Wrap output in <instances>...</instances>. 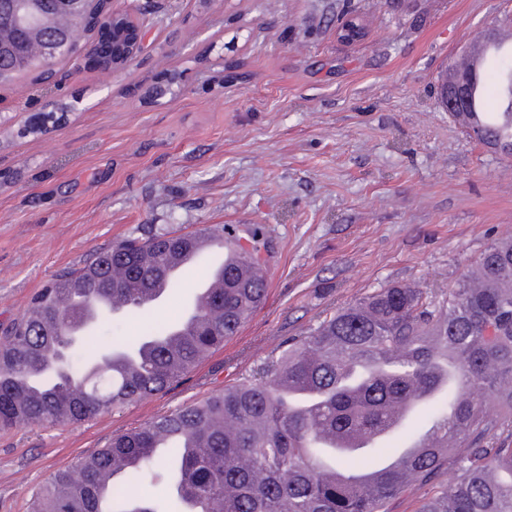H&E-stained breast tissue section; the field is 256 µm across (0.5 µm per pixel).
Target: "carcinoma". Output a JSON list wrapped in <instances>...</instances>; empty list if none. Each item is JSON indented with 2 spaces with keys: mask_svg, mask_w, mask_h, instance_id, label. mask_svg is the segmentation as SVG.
<instances>
[{
  "mask_svg": "<svg viewBox=\"0 0 512 512\" xmlns=\"http://www.w3.org/2000/svg\"><path fill=\"white\" fill-rule=\"evenodd\" d=\"M19 2L3 4L0 46L44 41L99 7L51 0L30 14ZM511 59L495 69L496 97L512 117ZM43 74L41 58L0 52L1 84ZM198 235L150 229L57 272L0 337V432L120 413L165 394L235 336L266 298L258 230L189 328L179 331L177 318L133 342L114 335L112 357L102 360L100 334L153 309L144 286ZM86 318L96 323L81 326ZM67 348L77 363L58 373ZM450 360L464 392H440L421 455L388 466L369 448L323 442L380 428L395 406L439 385ZM511 428L512 241H503L455 287L380 288L325 316L241 381L113 436L40 487L29 512H170L137 489L158 479L168 486L175 471L199 512H390L410 487L435 485L447 464L457 479L417 512H512V440L500 438ZM355 457L358 469L348 466ZM357 473L370 481H353Z\"/></svg>",
  "mask_w": 512,
  "mask_h": 512,
  "instance_id": "carcinoma-1",
  "label": "carcinoma"
}]
</instances>
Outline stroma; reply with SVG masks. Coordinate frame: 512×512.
<instances>
[{
    "label": "stroma",
    "instance_id": "obj_1",
    "mask_svg": "<svg viewBox=\"0 0 512 512\" xmlns=\"http://www.w3.org/2000/svg\"><path fill=\"white\" fill-rule=\"evenodd\" d=\"M139 5L148 49L133 65L98 67L85 33L57 85L0 84V331L57 271L149 225L261 227L266 301L166 394L0 434V512H26L58 470L246 377L326 313L395 284L454 287L512 240V158L437 97L507 0ZM351 20L363 34L341 40Z\"/></svg>",
    "mask_w": 512,
    "mask_h": 512
}]
</instances>
